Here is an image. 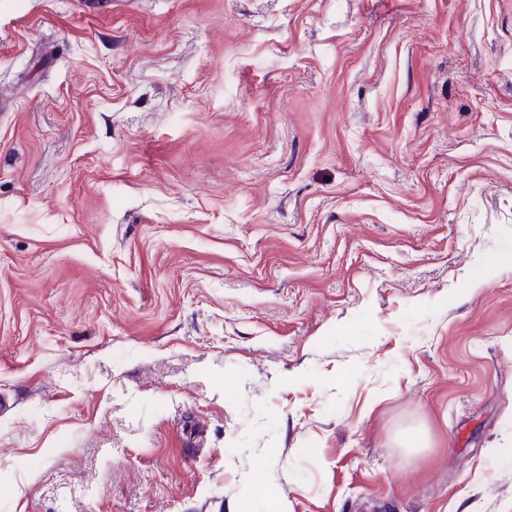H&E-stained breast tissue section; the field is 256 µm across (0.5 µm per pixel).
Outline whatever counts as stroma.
I'll return each instance as SVG.
<instances>
[{
    "mask_svg": "<svg viewBox=\"0 0 512 512\" xmlns=\"http://www.w3.org/2000/svg\"><path fill=\"white\" fill-rule=\"evenodd\" d=\"M0 512H512V0H0Z\"/></svg>",
    "mask_w": 512,
    "mask_h": 512,
    "instance_id": "35a3bbf8",
    "label": "stroma"
}]
</instances>
